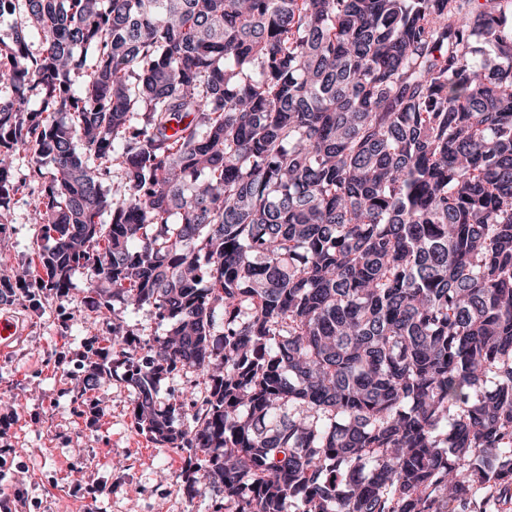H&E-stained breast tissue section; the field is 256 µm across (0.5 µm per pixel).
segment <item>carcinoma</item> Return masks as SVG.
<instances>
[{
	"label": "carcinoma",
	"mask_w": 512,
	"mask_h": 512,
	"mask_svg": "<svg viewBox=\"0 0 512 512\" xmlns=\"http://www.w3.org/2000/svg\"><path fill=\"white\" fill-rule=\"evenodd\" d=\"M5 13L0 233L24 151L48 242L18 287L84 268L97 309L156 310L112 362L216 512L512 503V0ZM187 370L181 422L158 386Z\"/></svg>",
	"instance_id": "obj_1"
}]
</instances>
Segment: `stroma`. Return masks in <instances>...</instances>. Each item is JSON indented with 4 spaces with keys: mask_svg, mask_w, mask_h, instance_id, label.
<instances>
[{
    "mask_svg": "<svg viewBox=\"0 0 512 512\" xmlns=\"http://www.w3.org/2000/svg\"><path fill=\"white\" fill-rule=\"evenodd\" d=\"M21 186L0 234V315L19 319L23 335L0 354V497L21 495L23 512H214L224 494L203 469L187 473V454L154 442L134 418V394L121 370L84 380L111 358L109 328L124 325L141 339L166 325L150 306L87 302L97 282L76 270L67 296H6L16 271L37 262L42 243L29 220L41 194L27 156H18ZM196 480L195 496L181 488Z\"/></svg>",
    "mask_w": 512,
    "mask_h": 512,
    "instance_id": "stroma-1",
    "label": "stroma"
}]
</instances>
